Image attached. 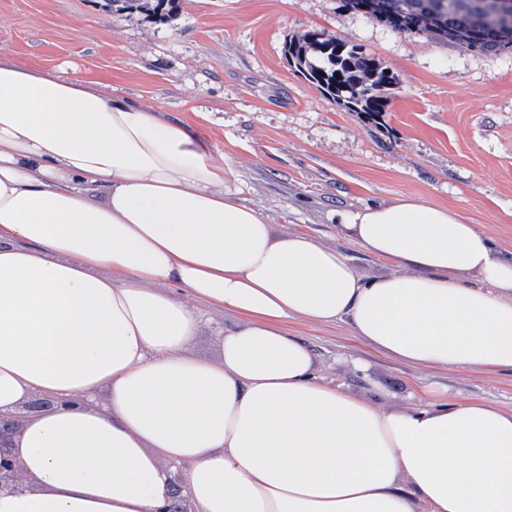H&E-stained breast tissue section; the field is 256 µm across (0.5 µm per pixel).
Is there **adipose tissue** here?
Instances as JSON below:
<instances>
[{
    "label": "adipose tissue",
    "mask_w": 512,
    "mask_h": 512,
    "mask_svg": "<svg viewBox=\"0 0 512 512\" xmlns=\"http://www.w3.org/2000/svg\"><path fill=\"white\" fill-rule=\"evenodd\" d=\"M336 230L392 270L274 233L188 126L0 54V411L54 402L0 448V512H163L180 466L194 512H512V410L375 406L281 327L512 369V255L408 199ZM207 306L241 318L217 362L186 350Z\"/></svg>",
    "instance_id": "ef3b65f1"
}]
</instances>
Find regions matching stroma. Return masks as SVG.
<instances>
[{
	"label": "stroma",
	"mask_w": 512,
	"mask_h": 512,
	"mask_svg": "<svg viewBox=\"0 0 512 512\" xmlns=\"http://www.w3.org/2000/svg\"><path fill=\"white\" fill-rule=\"evenodd\" d=\"M310 30L363 47L394 74L380 119L336 105L289 63V41ZM0 53L190 125L230 195L275 232L338 250L364 278L390 266L338 235L337 215L401 197L456 210L512 253V54L394 33L339 0H179L163 22L111 0H0ZM235 323L206 310L189 354L218 361L219 332ZM284 328L323 382L368 402L512 409V369L413 366L342 324Z\"/></svg>",
	"instance_id": "obj_1"
}]
</instances>
